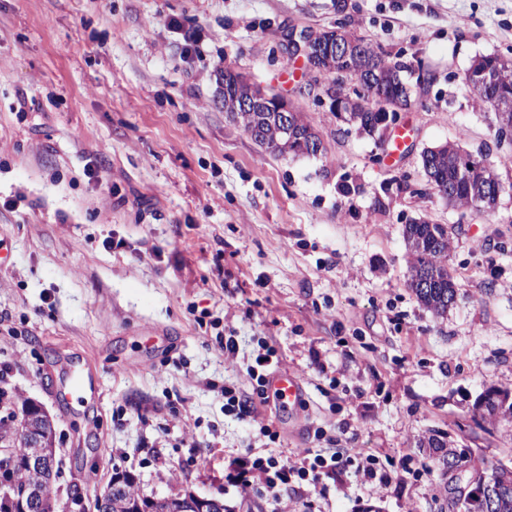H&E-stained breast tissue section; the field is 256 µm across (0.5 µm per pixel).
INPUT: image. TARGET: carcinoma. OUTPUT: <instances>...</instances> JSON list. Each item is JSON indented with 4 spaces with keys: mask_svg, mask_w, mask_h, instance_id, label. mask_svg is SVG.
I'll list each match as a JSON object with an SVG mask.
<instances>
[{
    "mask_svg": "<svg viewBox=\"0 0 512 512\" xmlns=\"http://www.w3.org/2000/svg\"><path fill=\"white\" fill-rule=\"evenodd\" d=\"M372 66L378 74L379 89L385 94L397 95L407 83L404 72L407 66L403 63H389L380 58L374 64L359 62L350 70L349 80L357 83L364 78L362 70ZM474 72L486 71L497 79L494 88L483 96L476 97L482 107L494 111L495 119L499 120L502 113L499 107L512 102V59L505 60L498 55H486L475 60L470 66ZM378 100L374 97H360L357 111L351 112L348 119L351 126L366 135H371L373 128L382 120V113L373 111ZM297 132L284 134L277 132V113L246 112L240 116V123L246 133L266 150L275 154H302L301 141L315 136L313 126L306 113L295 112ZM424 172L432 176L431 186L439 194H444L448 204L482 215L490 214L496 206L492 196L491 177L494 170L477 167L464 174L459 171L456 154L446 148L438 151L429 150L422 156ZM403 237L412 257L407 283L418 302L434 316L440 317L448 312L455 302L457 285L448 269L450 233L446 224H431L427 221H414L404 225ZM35 405L29 398L18 395L14 388L0 379V441L11 440L15 446L22 445L25 426L15 420L16 411ZM473 417L490 424L500 422L512 423V401L503 405L497 394L489 389L484 390L473 406ZM456 440L444 435L419 440L420 447L431 448L438 454V462L444 463L443 449H453ZM468 470L462 475H450L454 482L481 479L482 476L496 472L499 475L501 492L494 512H512V467L492 465L480 467L470 457H464Z\"/></svg>",
    "mask_w": 512,
    "mask_h": 512,
    "instance_id": "cac0c4a2",
    "label": "carcinoma"
}]
</instances>
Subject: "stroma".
<instances>
[{
  "label": "stroma",
  "mask_w": 512,
  "mask_h": 512,
  "mask_svg": "<svg viewBox=\"0 0 512 512\" xmlns=\"http://www.w3.org/2000/svg\"><path fill=\"white\" fill-rule=\"evenodd\" d=\"M339 22L431 78L401 151L298 95L309 71L284 37ZM490 54L512 57V0H0V367L55 420L60 497L127 472L142 494L232 512H448L420 437L512 462V436L471 419L485 387L512 389V142L462 84ZM226 69L298 99L323 153L255 142L222 105ZM448 142L506 183L490 217L426 189L421 154ZM419 219L452 228L458 294L440 318L406 284ZM262 339L305 391L262 409L273 442L222 395L252 394ZM73 364L96 390L65 399ZM353 434L386 488L350 477L306 498L229 478L237 458L327 456ZM190 499L185 503H180L176 507L166 509L168 512H224L227 505L224 500L215 496L200 495L194 491H189Z\"/></svg>",
  "instance_id": "1"
}]
</instances>
